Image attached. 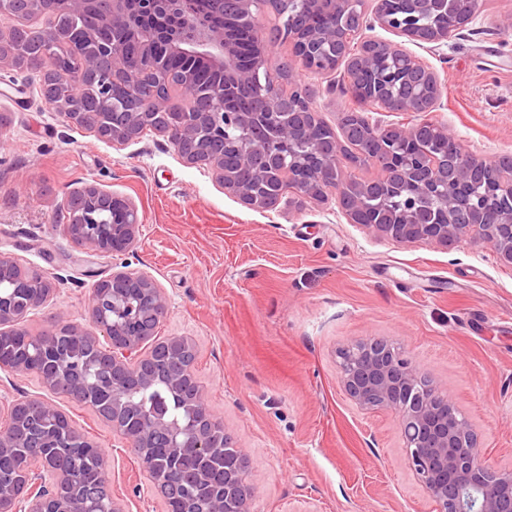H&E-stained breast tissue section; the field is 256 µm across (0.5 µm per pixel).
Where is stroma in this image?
<instances>
[{"mask_svg":"<svg viewBox=\"0 0 512 512\" xmlns=\"http://www.w3.org/2000/svg\"><path fill=\"white\" fill-rule=\"evenodd\" d=\"M414 55L437 70L431 117L480 159L512 156V0H483L462 35ZM330 125L353 108L337 75L300 72ZM0 256L57 276L24 327L90 328L88 302L113 261L64 233L67 193L88 184L130 199L141 269L169 307L157 338L182 336L214 418L249 455L255 512H437L405 460L395 418L365 414L339 382V352L390 339L512 462V268L482 240L398 245L350 223L336 200L249 208L160 133L124 144L65 125L41 75L0 65ZM52 398L104 453L122 512H166L147 470L94 409L49 394L35 373L0 371V408Z\"/></svg>","mask_w":512,"mask_h":512,"instance_id":"stroma-1","label":"stroma"}]
</instances>
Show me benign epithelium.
I'll return each instance as SVG.
<instances>
[{"mask_svg":"<svg viewBox=\"0 0 512 512\" xmlns=\"http://www.w3.org/2000/svg\"><path fill=\"white\" fill-rule=\"evenodd\" d=\"M15 18L8 41L21 45L28 31L26 18L40 13L39 0H7ZM184 0H54L55 18L85 12L100 6L103 20L112 26V42L99 45L82 67L54 71V87L44 85L45 101L68 125L78 124V102L86 84L84 75L97 77L99 99L110 97L112 79L120 75L127 88L122 111L99 114L110 130L108 139L125 143L141 137L156 116L179 155L192 163L210 166L224 190L254 209L275 207L291 190L299 197L326 201L334 194L352 224H362L377 236L394 243L427 241L446 248L469 239L489 241L499 263L512 267V181L497 190L494 166L463 148L453 174L448 160L434 155L412 156L403 146L417 139L426 121L410 126H383L368 112L350 114V128L367 130L374 149L361 152L364 163L379 174L359 180L341 163L336 142L311 146L312 133L322 123L320 113L302 89L291 87L284 94L271 84V72L280 65L272 42L261 33L258 14L273 0H211L215 9L252 29L251 63L243 67L239 47L226 30L212 27L182 10ZM329 4L328 23L302 34L300 17L273 9L277 40L291 45L296 64L319 70L324 46L336 47L358 40L363 52L344 61V70L359 77V92L381 112H432L441 97L437 71L402 45L379 40L366 32L377 28L402 35V20L374 6L367 11L364 0H324ZM141 15L178 16L173 33L144 30L136 25ZM470 20L451 15L448 24L414 38L435 51L460 34ZM141 43L144 64L127 65L124 46L128 38ZM59 31L43 29L40 53L52 63V49ZM377 53L393 54L416 62L409 70L383 74L373 64ZM175 54L189 61L177 76L178 87L194 93L189 111L171 93V76H155V90L143 91V75L155 72V60ZM221 76L211 88H197L196 65ZM250 94L251 107L242 112L233 107L236 96ZM236 154L253 168L255 179L242 184L224 170V153ZM69 234L96 253L115 263L112 274L94 283L88 314L112 342L106 358L88 378L85 363L71 357L53 334L40 343V356H59L52 375H41L45 388L63 386L86 400L112 406V428L135 450L163 446L173 449L171 467L177 466L176 449L188 445L207 455L224 441L233 454L224 459V493L214 495L213 512H254L253 488L248 482L247 453L232 447L223 429L208 410L206 392L195 379L194 360L188 357L190 343L171 337L160 354L169 361L166 380L171 394L183 401L189 418L178 423L166 413L130 400L132 388H143L155 379V355L147 352V339L168 310L162 288L137 267L133 247L140 220L136 206L94 184L65 196ZM16 263L0 257V334L13 333L33 310L41 307L55 290L54 278L42 271L30 276L15 274ZM341 386L366 412L384 411L397 417L406 460L417 480L437 505L438 512H512V465L501 466L486 453L478 435L457 410L455 399L431 384L412 362L384 338L355 340L339 353ZM16 436L12 427L0 428V451L32 448ZM64 478L49 465H37L25 476L18 490L0 476V512H60L59 490Z\"/></svg>","mask_w":512,"mask_h":512,"instance_id":"benign-epithelium-1","label":"benign epithelium"}]
</instances>
